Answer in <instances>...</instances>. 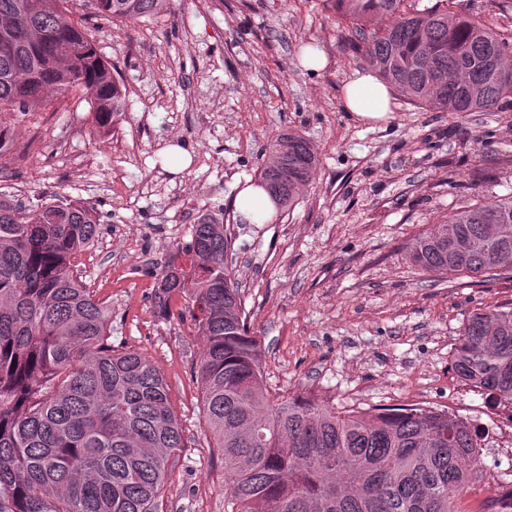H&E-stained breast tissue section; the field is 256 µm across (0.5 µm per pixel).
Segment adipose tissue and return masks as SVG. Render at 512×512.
<instances>
[{
    "instance_id": "adipose-tissue-1",
    "label": "adipose tissue",
    "mask_w": 512,
    "mask_h": 512,
    "mask_svg": "<svg viewBox=\"0 0 512 512\" xmlns=\"http://www.w3.org/2000/svg\"><path fill=\"white\" fill-rule=\"evenodd\" d=\"M343 106L352 117L365 123L388 121L392 113V91L369 68L354 70L340 90ZM237 212L251 224H264L272 219L276 208L263 187L250 183L241 187L235 197Z\"/></svg>"
}]
</instances>
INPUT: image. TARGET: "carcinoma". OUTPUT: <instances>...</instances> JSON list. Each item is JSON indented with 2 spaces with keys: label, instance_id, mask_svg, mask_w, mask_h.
Returning a JSON list of instances; mask_svg holds the SVG:
<instances>
[{
  "label": "carcinoma",
  "instance_id": "carcinoma-1",
  "mask_svg": "<svg viewBox=\"0 0 512 512\" xmlns=\"http://www.w3.org/2000/svg\"><path fill=\"white\" fill-rule=\"evenodd\" d=\"M0 0V169L16 160L10 130L47 94L90 101L93 126L126 111L127 88L103 61L90 21L135 22L166 0ZM361 35L365 62L413 103L491 111L512 98V40L448 7L411 13L405 0H322ZM260 174L292 207L318 166L304 137L283 133ZM481 242L455 251L446 227ZM97 224L74 203L0 196V512H159L165 475L183 447L170 388L145 355L107 342L111 312L82 281L76 257ZM219 213L193 226L153 294L166 317L192 303L204 340L198 368L205 424L224 463L225 500L242 512H459L483 477L477 427L431 407L345 409L262 385L251 333L226 262ZM512 256V200L463 206L415 238L410 260L438 275H496ZM451 364L488 399L512 406V307L479 309Z\"/></svg>",
  "mask_w": 512,
  "mask_h": 512
}]
</instances>
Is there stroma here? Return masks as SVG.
Masks as SVG:
<instances>
[{
	"mask_svg": "<svg viewBox=\"0 0 512 512\" xmlns=\"http://www.w3.org/2000/svg\"><path fill=\"white\" fill-rule=\"evenodd\" d=\"M454 8L512 34V0ZM93 27L98 52L124 78V114L106 135L81 98L19 118L15 145L36 135L41 151L0 170V191L25 202L59 194L94 210L97 235L76 259L83 280L111 309L110 343L163 374L183 428L163 512H224V465L197 374L202 338L187 302L166 318L152 304L197 217L219 210L261 342L264 387L348 409L434 407L471 421L488 468L462 507L477 512L512 482L501 454L507 414L488 410L450 360L474 310L512 307V273L448 280L412 265L409 250L460 205L512 197V105L438 112L398 92L387 122L354 120L340 88L365 65L359 34L322 0H169L157 15ZM311 46L326 69L301 66ZM286 131L316 148L315 177L268 223H240L238 188L256 180L271 140Z\"/></svg>",
	"mask_w": 512,
	"mask_h": 512,
	"instance_id": "obj_1",
	"label": "stroma"
}]
</instances>
